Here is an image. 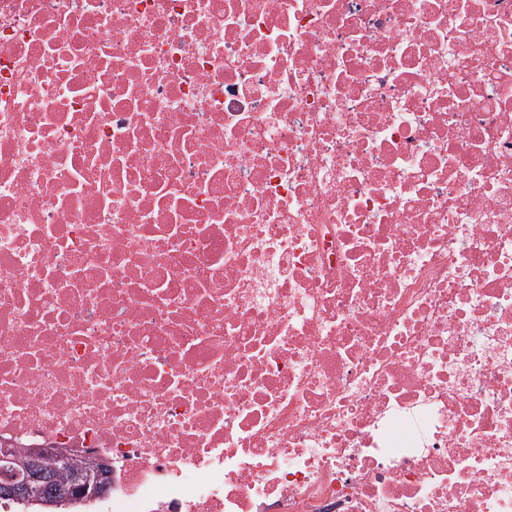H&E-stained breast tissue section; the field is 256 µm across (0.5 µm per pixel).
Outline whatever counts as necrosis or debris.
I'll use <instances>...</instances> for the list:
<instances>
[{"instance_id":"1","label":"necrosis or debris","mask_w":512,"mask_h":512,"mask_svg":"<svg viewBox=\"0 0 512 512\" xmlns=\"http://www.w3.org/2000/svg\"><path fill=\"white\" fill-rule=\"evenodd\" d=\"M0 447L512 512V0H0Z\"/></svg>"}]
</instances>
